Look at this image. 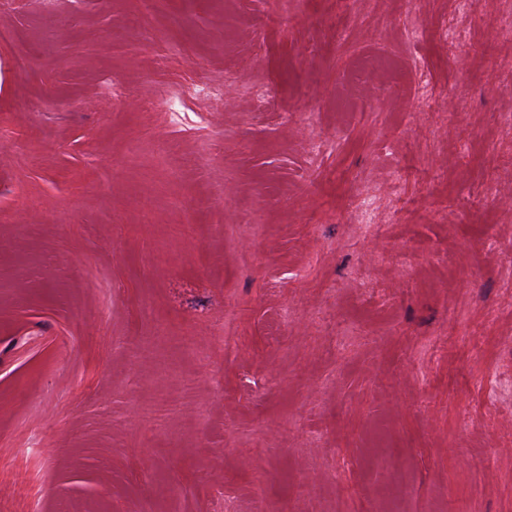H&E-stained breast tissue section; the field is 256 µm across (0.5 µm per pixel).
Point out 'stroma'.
<instances>
[{"label":"stroma","instance_id":"obj_1","mask_svg":"<svg viewBox=\"0 0 512 512\" xmlns=\"http://www.w3.org/2000/svg\"><path fill=\"white\" fill-rule=\"evenodd\" d=\"M511 9L0 10V512H512Z\"/></svg>","mask_w":512,"mask_h":512}]
</instances>
